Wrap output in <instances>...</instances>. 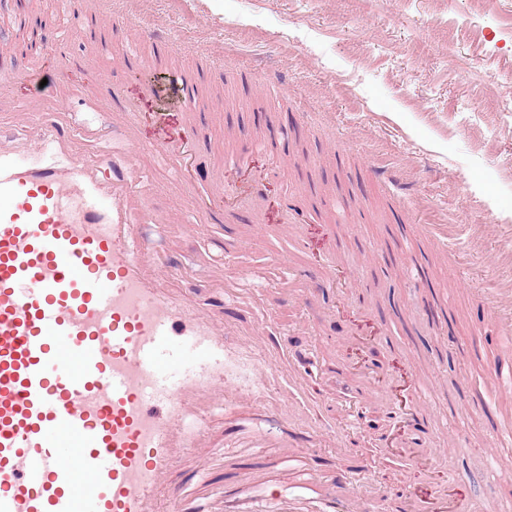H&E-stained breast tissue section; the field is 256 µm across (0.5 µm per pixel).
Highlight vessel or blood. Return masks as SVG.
<instances>
[{"mask_svg": "<svg viewBox=\"0 0 512 512\" xmlns=\"http://www.w3.org/2000/svg\"><path fill=\"white\" fill-rule=\"evenodd\" d=\"M75 94L59 81L44 99L20 105L0 93V512H340L328 485L315 481L300 450L329 440L322 426L301 437L292 411L310 405L312 364L290 360L273 321L258 312L234 331L192 290H173L190 271L169 255L147 251L137 223L169 222L181 210L136 213L134 182L113 176L131 160L130 109L115 115L123 151H102L105 130L74 133L61 101ZM197 131L159 149L176 178L196 147ZM232 212L240 200L225 186L192 198V213ZM327 255L287 282H337ZM492 321L512 346V290L498 289ZM408 424L427 421L424 381L408 379ZM244 410L237 429L274 440L276 463L256 467L248 494L217 500L170 480L177 459L194 450L220 455L209 436L215 411ZM90 478L76 492L79 473ZM441 512H484L445 479Z\"/></svg>", "mask_w": 512, "mask_h": 512, "instance_id": "vessel-or-blood-1", "label": "vessel or blood"}]
</instances>
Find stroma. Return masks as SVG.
<instances>
[{
    "instance_id": "stroma-1",
    "label": "stroma",
    "mask_w": 512,
    "mask_h": 512,
    "mask_svg": "<svg viewBox=\"0 0 512 512\" xmlns=\"http://www.w3.org/2000/svg\"><path fill=\"white\" fill-rule=\"evenodd\" d=\"M507 15L512 0H87L79 11L71 0H0V47L11 57L0 66V91L33 103L47 82L90 92L112 82L134 113L143 146L134 174L145 182L148 210L165 209L169 193L212 187L226 152H251L257 165L271 153L286 156L261 215L275 227L284 205L318 209L319 219L296 223L302 253L281 233L260 238L247 218L144 224L141 238L190 266L206 303L224 288L215 268H253L255 305L272 313L289 356L336 371L339 386L310 387L336 445H305L308 456L340 467L372 451L395 457L412 491L448 472L492 512L512 499V446L500 449L494 477L484 455L493 434L512 422V398H489L486 389L490 366L512 371L489 295L512 286V112L502 109L512 99ZM36 20L47 24L48 52L29 80H13V69L32 56L19 39ZM149 27L170 30L174 45L145 41ZM64 29L63 54L51 53ZM173 72L193 86L195 110L184 106ZM149 82L160 84L167 108L145 93ZM193 126L206 139L181 185L157 149ZM412 225L462 235L443 255L409 233ZM228 233L238 253L225 254ZM387 243V259L367 263L366 254ZM329 251L357 268L352 286L308 297L273 287L283 263L309 264ZM357 304L384 311L385 320L356 326ZM374 329L393 330L392 349L364 352L353 365V336ZM404 363L428 381L433 421L421 439L446 449L441 460L374 444L350 414L354 405L380 417L391 411L387 389L364 391L358 373L374 378ZM452 409L453 446L435 427Z\"/></svg>"
}]
</instances>
